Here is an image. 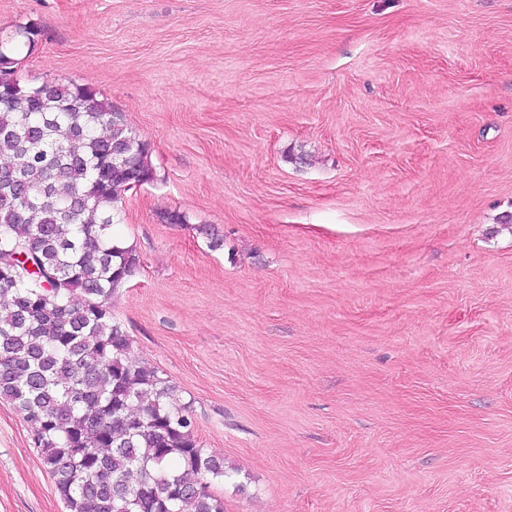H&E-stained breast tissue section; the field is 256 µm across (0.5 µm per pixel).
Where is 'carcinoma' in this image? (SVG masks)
Returning a JSON list of instances; mask_svg holds the SVG:
<instances>
[{"label":"carcinoma","instance_id":"1","mask_svg":"<svg viewBox=\"0 0 512 512\" xmlns=\"http://www.w3.org/2000/svg\"><path fill=\"white\" fill-rule=\"evenodd\" d=\"M39 40L20 23L0 43V399L67 512H224V458L112 313L139 264L112 226L122 195L156 179L150 147L90 88L22 82Z\"/></svg>","mask_w":512,"mask_h":512}]
</instances>
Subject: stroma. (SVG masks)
<instances>
[{
    "label": "stroma",
    "mask_w": 512,
    "mask_h": 512,
    "mask_svg": "<svg viewBox=\"0 0 512 512\" xmlns=\"http://www.w3.org/2000/svg\"><path fill=\"white\" fill-rule=\"evenodd\" d=\"M29 21L19 78L151 148L112 311L224 512H512V0H0ZM0 512H65L3 400Z\"/></svg>",
    "instance_id": "1"
}]
</instances>
